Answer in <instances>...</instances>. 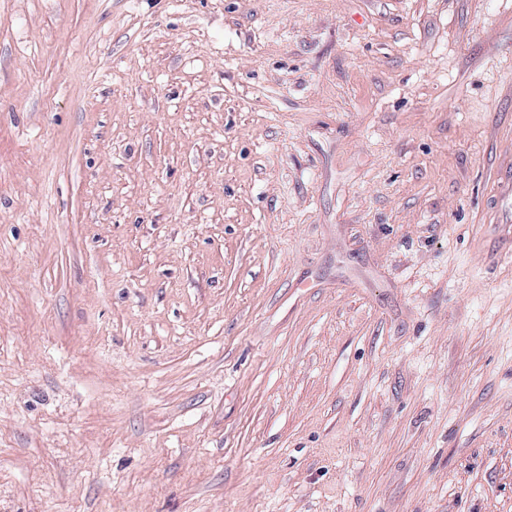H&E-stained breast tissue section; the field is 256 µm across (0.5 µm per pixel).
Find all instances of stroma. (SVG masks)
<instances>
[{"label":"stroma","instance_id":"1","mask_svg":"<svg viewBox=\"0 0 512 512\" xmlns=\"http://www.w3.org/2000/svg\"><path fill=\"white\" fill-rule=\"evenodd\" d=\"M512 0H0V512H512Z\"/></svg>","mask_w":512,"mask_h":512}]
</instances>
